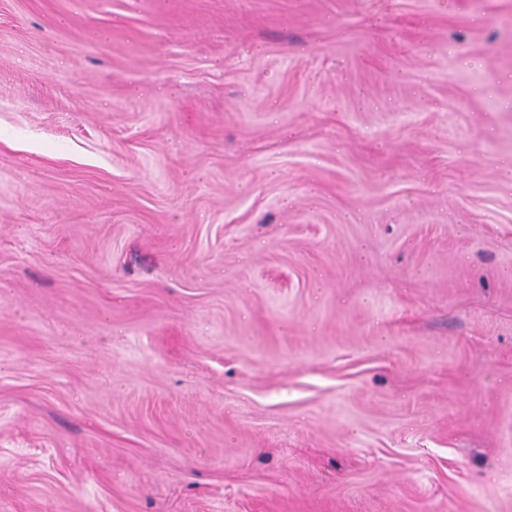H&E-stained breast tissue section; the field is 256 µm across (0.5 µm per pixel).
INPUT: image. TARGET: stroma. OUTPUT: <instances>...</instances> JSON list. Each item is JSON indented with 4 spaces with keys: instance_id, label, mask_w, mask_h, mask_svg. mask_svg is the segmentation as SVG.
<instances>
[{
    "instance_id": "obj_1",
    "label": "stroma",
    "mask_w": 512,
    "mask_h": 512,
    "mask_svg": "<svg viewBox=\"0 0 512 512\" xmlns=\"http://www.w3.org/2000/svg\"><path fill=\"white\" fill-rule=\"evenodd\" d=\"M0 512H512V0H0Z\"/></svg>"
}]
</instances>
